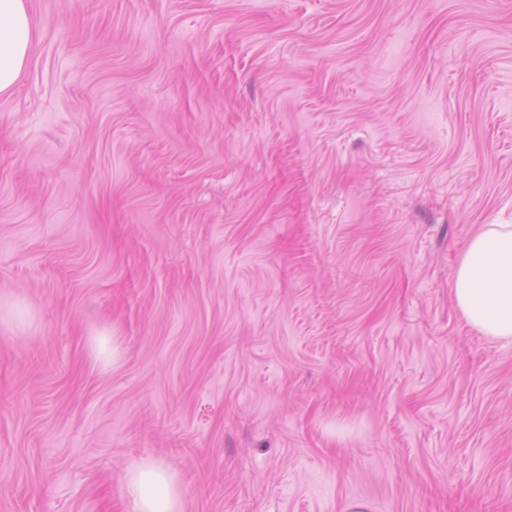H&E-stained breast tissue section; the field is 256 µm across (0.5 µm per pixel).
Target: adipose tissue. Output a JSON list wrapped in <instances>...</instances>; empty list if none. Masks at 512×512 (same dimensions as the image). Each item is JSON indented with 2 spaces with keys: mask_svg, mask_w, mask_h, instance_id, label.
Returning <instances> with one entry per match:
<instances>
[{
  "mask_svg": "<svg viewBox=\"0 0 512 512\" xmlns=\"http://www.w3.org/2000/svg\"><path fill=\"white\" fill-rule=\"evenodd\" d=\"M26 0H0V93L20 77L31 47ZM453 298L467 324L482 336L512 340V225L486 224L472 236L456 267ZM124 491L134 512H182L175 474L150 458L126 468Z\"/></svg>",
  "mask_w": 512,
  "mask_h": 512,
  "instance_id": "1",
  "label": "adipose tissue"
}]
</instances>
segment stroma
<instances>
[{
  "label": "stroma",
  "mask_w": 512,
  "mask_h": 512,
  "mask_svg": "<svg viewBox=\"0 0 512 512\" xmlns=\"http://www.w3.org/2000/svg\"><path fill=\"white\" fill-rule=\"evenodd\" d=\"M27 3L0 512H132L143 458L183 512H512V342L452 298L512 224V0Z\"/></svg>",
  "instance_id": "35a3bbf8"
}]
</instances>
